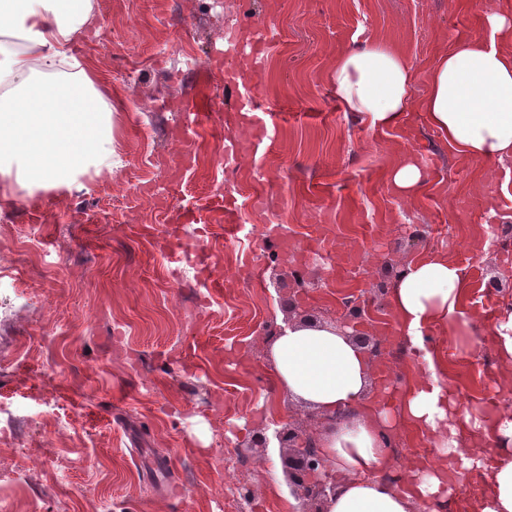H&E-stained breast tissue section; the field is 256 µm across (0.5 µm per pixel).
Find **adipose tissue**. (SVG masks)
Returning <instances> with one entry per match:
<instances>
[{
  "instance_id": "ef3b65f1",
  "label": "adipose tissue",
  "mask_w": 512,
  "mask_h": 512,
  "mask_svg": "<svg viewBox=\"0 0 512 512\" xmlns=\"http://www.w3.org/2000/svg\"><path fill=\"white\" fill-rule=\"evenodd\" d=\"M96 0H0V199L20 193L80 188L90 168L111 167V78L74 44L99 27ZM482 33L453 40L428 72L429 90L415 97V64L392 41L368 35L338 52L327 80L345 111L367 128L392 129L421 112L460 156L512 158V6L486 0ZM396 193L413 198L426 183L421 163L397 148L388 165ZM467 284L447 252L409 262L389 290L399 338L423 367L400 390V411L383 407L384 389L369 390L364 350L334 327L297 323L269 337L274 386L316 409L336 491L324 512H428L452 489L449 472H486L490 487L474 512H512V414L481 407L457 413L439 382L447 364L428 347L427 330L460 334ZM430 434L437 458L411 461L400 483L392 436Z\"/></svg>"
}]
</instances>
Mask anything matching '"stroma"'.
Wrapping results in <instances>:
<instances>
[{
    "instance_id": "stroma-1",
    "label": "stroma",
    "mask_w": 512,
    "mask_h": 512,
    "mask_svg": "<svg viewBox=\"0 0 512 512\" xmlns=\"http://www.w3.org/2000/svg\"><path fill=\"white\" fill-rule=\"evenodd\" d=\"M101 32L78 38L120 91L112 147L117 174L87 190L0 205V512H288L277 496L287 449L256 448L257 432L313 429L318 414L269 383L274 361L260 330L307 316L332 325L341 298L367 313L381 339L373 382L407 379L417 364L391 328L384 286L391 267L439 249L463 268L466 339L432 330L459 409L501 408L488 374L493 327L512 293V257L452 248L492 220L512 226V158L457 155L419 112L399 129L371 131L343 111L326 73L359 30L401 45L416 66L415 96L450 41L475 33L478 0H97ZM267 28L266 65L246 77L268 110L254 140L210 57L225 32ZM195 135L189 168L179 146ZM241 163L221 169L227 135ZM402 144L428 182L406 200L389 184ZM223 182L237 210L208 223L174 224L171 187L193 208ZM495 200L488 216L485 202ZM39 245L19 251L31 225ZM408 224L424 238L411 244ZM204 258L212 275L170 280L177 253ZM306 273L304 287L278 265ZM24 269L36 294L18 289ZM267 398L264 415L254 413ZM253 490L251 498L239 486Z\"/></svg>"
}]
</instances>
